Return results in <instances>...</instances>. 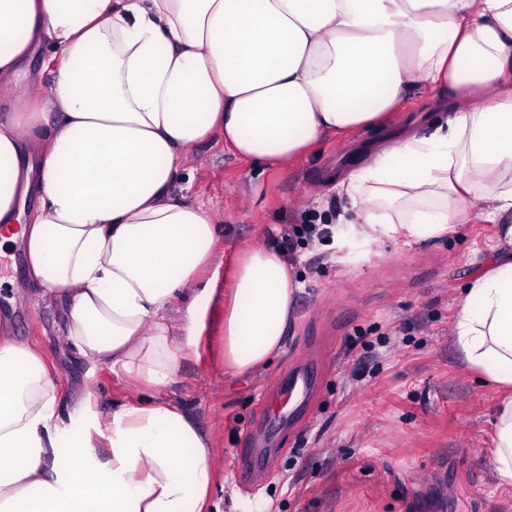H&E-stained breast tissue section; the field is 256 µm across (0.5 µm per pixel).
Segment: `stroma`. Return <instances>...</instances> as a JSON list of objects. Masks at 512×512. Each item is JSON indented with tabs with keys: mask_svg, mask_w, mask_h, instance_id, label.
Wrapping results in <instances>:
<instances>
[{
	"mask_svg": "<svg viewBox=\"0 0 512 512\" xmlns=\"http://www.w3.org/2000/svg\"><path fill=\"white\" fill-rule=\"evenodd\" d=\"M437 94L413 90L382 128L329 142L290 169L249 170L223 140L200 144L181 182L221 225L214 301L196 346L176 370L175 397L213 435L216 483L237 512H512V489L496 487L487 466L498 393L476 382L450 340L455 300L492 255L494 225L480 216L427 242H388L343 254L299 236L289 259L296 294L282 352L242 379L221 358L224 293L232 267L250 246L278 247L285 224H305L342 208L330 176L351 164L352 148L371 150L420 130L439 111ZM38 348L61 403L90 397L109 416L135 400L123 375L77 356L68 346L59 305L30 289L21 248L0 252V322ZM368 346L354 370L350 342ZM315 365L319 385L298 427H282L279 451L257 475L255 490L238 481L234 455L244 443L265 447L263 405L281 377Z\"/></svg>",
	"mask_w": 512,
	"mask_h": 512,
	"instance_id": "stroma-1",
	"label": "stroma"
}]
</instances>
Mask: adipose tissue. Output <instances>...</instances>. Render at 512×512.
Listing matches in <instances>:
<instances>
[{"mask_svg": "<svg viewBox=\"0 0 512 512\" xmlns=\"http://www.w3.org/2000/svg\"><path fill=\"white\" fill-rule=\"evenodd\" d=\"M42 44L46 81L27 68ZM420 84L452 112L353 161L331 245L345 224L367 251L476 211L497 225L451 336L507 392L488 464L511 489L512 0H0V249L23 245L71 349L142 393L108 418L61 406L39 350L0 332V512H222L210 433L154 394L214 297L216 217L177 174L214 137L251 168H289L381 128ZM298 289L280 250L241 253L227 371L282 351Z\"/></svg>", "mask_w": 512, "mask_h": 512, "instance_id": "adipose-tissue-1", "label": "adipose tissue"}]
</instances>
